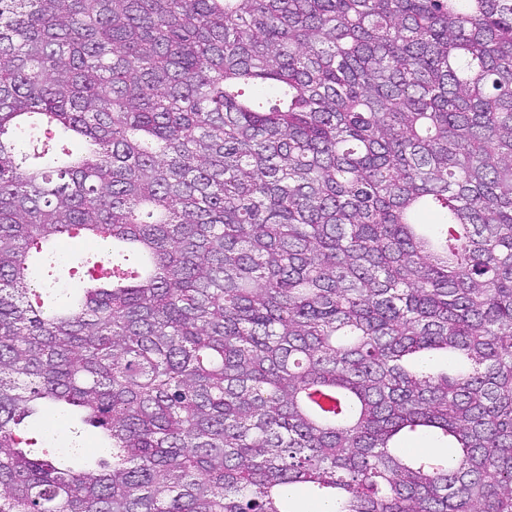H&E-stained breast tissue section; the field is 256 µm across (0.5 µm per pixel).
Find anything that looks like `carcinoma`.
<instances>
[{"mask_svg":"<svg viewBox=\"0 0 512 512\" xmlns=\"http://www.w3.org/2000/svg\"><path fill=\"white\" fill-rule=\"evenodd\" d=\"M300 488L512 512V0H0V512ZM53 251L56 256H75L82 259H87L91 263H97L105 268L112 267V250H109V258L104 261L101 257V252L91 238L84 234H77L73 237L65 236L55 240ZM70 426V421L67 418L52 416L49 427L40 429L39 454L46 453L60 459L63 450L68 446Z\"/></svg>","mask_w":512,"mask_h":512,"instance_id":"obj_1","label":"carcinoma"}]
</instances>
